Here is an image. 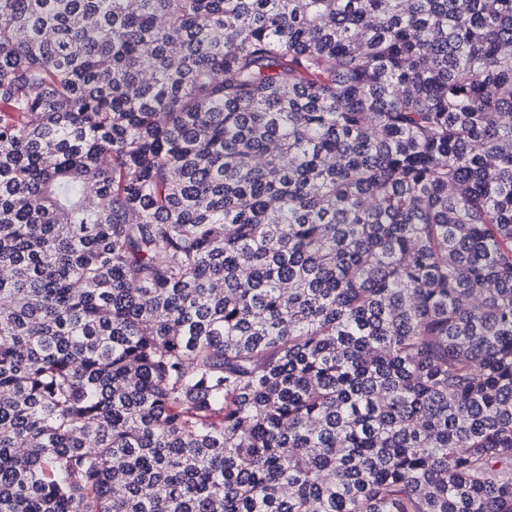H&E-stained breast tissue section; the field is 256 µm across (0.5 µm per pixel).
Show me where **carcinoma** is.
I'll return each instance as SVG.
<instances>
[{
  "label": "carcinoma",
  "mask_w": 512,
  "mask_h": 512,
  "mask_svg": "<svg viewBox=\"0 0 512 512\" xmlns=\"http://www.w3.org/2000/svg\"><path fill=\"white\" fill-rule=\"evenodd\" d=\"M0 512H512V0H0Z\"/></svg>",
  "instance_id": "obj_1"
}]
</instances>
